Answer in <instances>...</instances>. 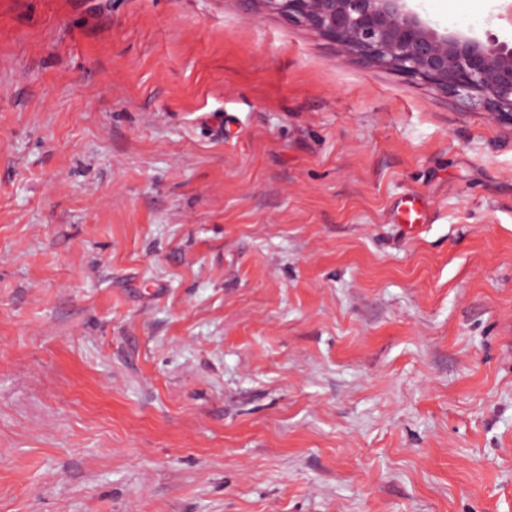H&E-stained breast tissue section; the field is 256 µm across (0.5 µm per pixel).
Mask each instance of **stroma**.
Wrapping results in <instances>:
<instances>
[{
    "label": "stroma",
    "mask_w": 512,
    "mask_h": 512,
    "mask_svg": "<svg viewBox=\"0 0 512 512\" xmlns=\"http://www.w3.org/2000/svg\"><path fill=\"white\" fill-rule=\"evenodd\" d=\"M0 512H512V124L243 0H0Z\"/></svg>",
    "instance_id": "1"
}]
</instances>
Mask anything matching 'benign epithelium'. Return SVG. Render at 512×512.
I'll list each match as a JSON object with an SVG mask.
<instances>
[{"label": "benign epithelium", "instance_id": "7a95c632", "mask_svg": "<svg viewBox=\"0 0 512 512\" xmlns=\"http://www.w3.org/2000/svg\"><path fill=\"white\" fill-rule=\"evenodd\" d=\"M335 43L342 56L420 80L512 122V45L439 33L404 0H242Z\"/></svg>", "mask_w": 512, "mask_h": 512}]
</instances>
